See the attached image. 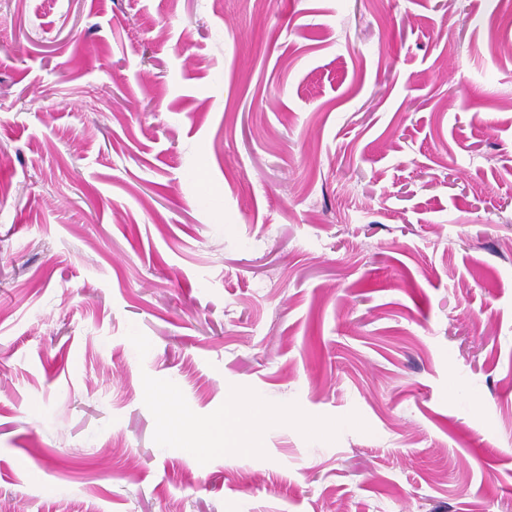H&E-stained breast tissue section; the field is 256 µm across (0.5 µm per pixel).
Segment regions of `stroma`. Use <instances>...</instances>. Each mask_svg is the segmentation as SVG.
Returning a JSON list of instances; mask_svg holds the SVG:
<instances>
[{
    "instance_id": "35a3bbf8",
    "label": "stroma",
    "mask_w": 512,
    "mask_h": 512,
    "mask_svg": "<svg viewBox=\"0 0 512 512\" xmlns=\"http://www.w3.org/2000/svg\"><path fill=\"white\" fill-rule=\"evenodd\" d=\"M509 12L0 0V512H512ZM275 413L252 398H234L225 404L223 419L215 426L224 430L225 444L243 450L253 448L261 427L258 419L271 420Z\"/></svg>"
}]
</instances>
